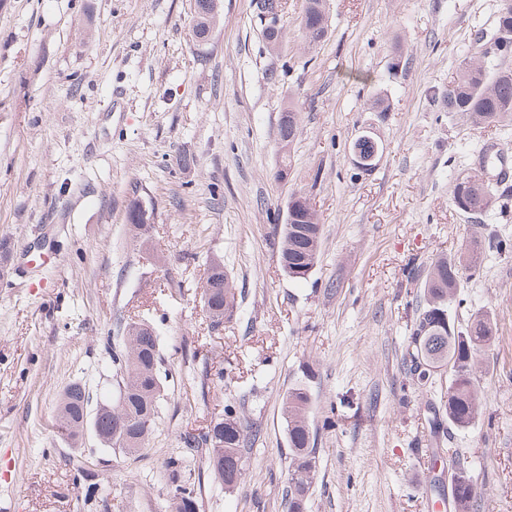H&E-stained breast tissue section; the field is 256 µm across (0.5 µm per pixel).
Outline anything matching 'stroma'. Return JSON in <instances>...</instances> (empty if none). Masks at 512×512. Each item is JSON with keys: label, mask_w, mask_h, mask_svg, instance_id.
I'll use <instances>...</instances> for the list:
<instances>
[{"label": "stroma", "mask_w": 512, "mask_h": 512, "mask_svg": "<svg viewBox=\"0 0 512 512\" xmlns=\"http://www.w3.org/2000/svg\"><path fill=\"white\" fill-rule=\"evenodd\" d=\"M306 0H284L272 48L254 0H221L207 41L194 0H0V499L11 512H168V458L199 512H287L289 447L281 403L307 387L318 472L308 512H446L448 472L464 466L478 512H512V180L475 218L452 202L481 150L512 164V124L481 127L440 95L501 0H325L328 34L308 47ZM383 96L387 111L373 112ZM299 132L279 181L277 127ZM383 157L364 173L350 143L366 128ZM190 167H182L181 158ZM322 226L307 280L286 275L279 227L292 194ZM153 207L132 239V194ZM476 244L450 305L456 326L497 327L476 358L483 410L435 433L450 384L409 381L417 309L409 268ZM238 291L232 322L201 307L210 260ZM159 336L164 393L137 456L52 426L74 381L118 397L120 324ZM255 433L236 492L208 451L187 447L224 413ZM438 456L436 467L419 458Z\"/></svg>", "instance_id": "35a3bbf8"}]
</instances>
